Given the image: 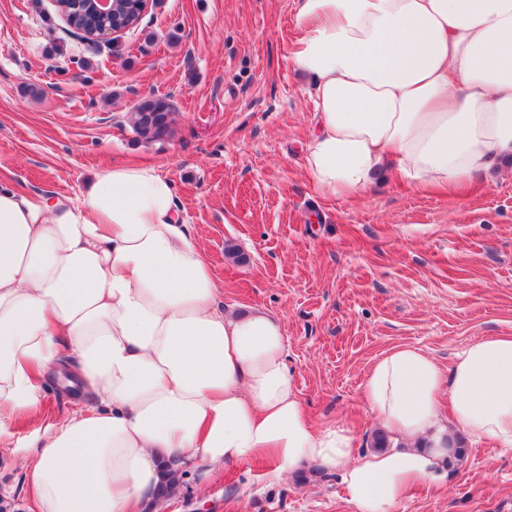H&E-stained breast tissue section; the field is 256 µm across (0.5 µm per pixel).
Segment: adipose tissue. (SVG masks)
I'll return each mask as SVG.
<instances>
[{"mask_svg": "<svg viewBox=\"0 0 512 512\" xmlns=\"http://www.w3.org/2000/svg\"><path fill=\"white\" fill-rule=\"evenodd\" d=\"M294 10L318 193L357 197L381 175L458 192L512 162V0ZM69 356L71 414L14 438ZM362 392L397 448L362 454L345 425L309 422L281 318L225 307L156 167H101L51 205L0 187V459L25 463L35 512H138L162 462L208 473L260 459L266 484L311 461L340 473L356 512H395L410 488L445 483L457 433L512 447V336L474 339L446 370L393 348Z\"/></svg>", "mask_w": 512, "mask_h": 512, "instance_id": "ef3b65f1", "label": "adipose tissue"}]
</instances>
